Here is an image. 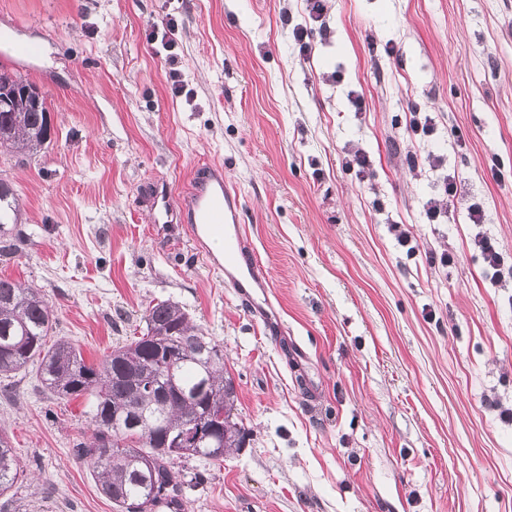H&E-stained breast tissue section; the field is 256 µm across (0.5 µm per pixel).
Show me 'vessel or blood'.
Returning <instances> with one entry per match:
<instances>
[{
	"label": "vessel or blood",
	"mask_w": 512,
	"mask_h": 512,
	"mask_svg": "<svg viewBox=\"0 0 512 512\" xmlns=\"http://www.w3.org/2000/svg\"><path fill=\"white\" fill-rule=\"evenodd\" d=\"M150 210L153 223L183 225L197 246L220 240L221 254L209 253L205 259L231 287L269 288L267 268L250 254L241 228L240 196L225 177L222 164L195 168L191 185L183 193L169 188L154 191Z\"/></svg>",
	"instance_id": "b4317fda"
}]
</instances>
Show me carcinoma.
Instances as JSON below:
<instances>
[{"label":"carcinoma","mask_w":512,"mask_h":512,"mask_svg":"<svg viewBox=\"0 0 512 512\" xmlns=\"http://www.w3.org/2000/svg\"><path fill=\"white\" fill-rule=\"evenodd\" d=\"M51 138L46 97L28 80L0 71V151L30 154ZM19 203L0 181V263L13 260L34 233L19 227ZM146 332L112 350L98 365L62 339L47 344L52 310L45 296L0 278V378L38 362L41 381L55 397H83L91 431L73 455L93 469L102 493L120 512H186L191 484L175 461H221L246 444L238 421L233 378L224 347L195 326L177 302L160 301L144 314ZM21 467L0 433V494Z\"/></svg>","instance_id":"obj_1"}]
</instances>
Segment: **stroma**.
<instances>
[{
    "label": "stroma",
    "mask_w": 512,
    "mask_h": 512,
    "mask_svg": "<svg viewBox=\"0 0 512 512\" xmlns=\"http://www.w3.org/2000/svg\"><path fill=\"white\" fill-rule=\"evenodd\" d=\"M304 20V0H0V67L51 117L39 152L0 153L37 231L0 277L41 289L54 337L89 363L163 300L223 344L250 435L186 462L202 476L187 512H512V282L474 245L512 264V0H329L306 57ZM416 110L435 125L414 145ZM353 146L369 175L344 167ZM412 151L442 168L411 167ZM212 160L268 291L227 288L184 231L151 221V192ZM447 176L459 201L430 221ZM14 384L0 431L22 473L0 512H118L71 453L84 399L52 397L32 363ZM475 245L481 249L485 262L493 270L492 278H497L500 281L506 276L512 278L511 267L507 269V272L504 271L505 269L502 268L503 258L491 241L484 237H478V239H475Z\"/></svg>",
    "instance_id": "35a3bbf8"
}]
</instances>
